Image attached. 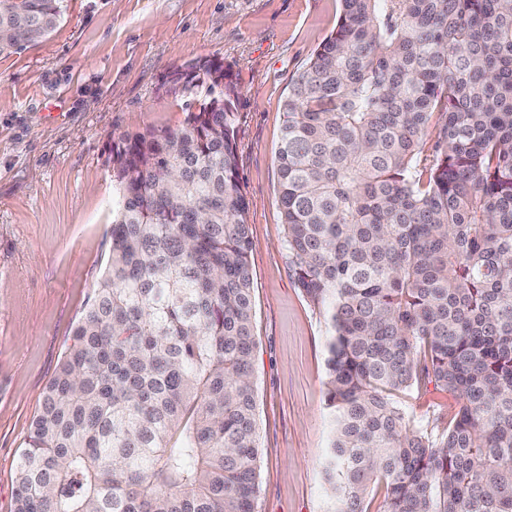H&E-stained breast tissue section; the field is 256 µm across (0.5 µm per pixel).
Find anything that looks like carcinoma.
Instances as JSON below:
<instances>
[{
    "label": "carcinoma",
    "instance_id": "obj_1",
    "mask_svg": "<svg viewBox=\"0 0 512 512\" xmlns=\"http://www.w3.org/2000/svg\"><path fill=\"white\" fill-rule=\"evenodd\" d=\"M60 0H0V55ZM291 82L283 244L324 319L325 512H512V0H339ZM181 125L112 142L105 271L20 454L14 512H255L236 85L170 74ZM435 135L432 152L422 146ZM457 400L434 435L402 394Z\"/></svg>",
    "mask_w": 512,
    "mask_h": 512
}]
</instances>
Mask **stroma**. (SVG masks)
Wrapping results in <instances>:
<instances>
[{"label":"stroma","mask_w":512,"mask_h":512,"mask_svg":"<svg viewBox=\"0 0 512 512\" xmlns=\"http://www.w3.org/2000/svg\"><path fill=\"white\" fill-rule=\"evenodd\" d=\"M56 27L0 56V512L17 464L111 246L107 146L184 118L171 72L230 66L248 202L260 445L256 512H324L327 328L283 245L276 151L293 78L335 29L338 0H61ZM441 431L453 396H401Z\"/></svg>","instance_id":"35a3bbf8"}]
</instances>
